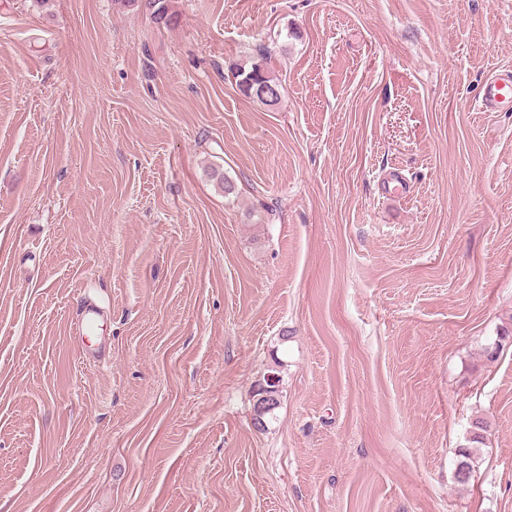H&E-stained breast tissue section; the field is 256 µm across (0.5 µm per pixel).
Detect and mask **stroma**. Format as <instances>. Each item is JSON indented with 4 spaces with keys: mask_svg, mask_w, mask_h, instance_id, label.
Segmentation results:
<instances>
[{
    "mask_svg": "<svg viewBox=\"0 0 512 512\" xmlns=\"http://www.w3.org/2000/svg\"><path fill=\"white\" fill-rule=\"evenodd\" d=\"M169 11L0 0V512H512V0ZM267 53L264 48L259 47L257 50L256 56L252 58L250 66L246 68V66L235 64L236 71L234 74V78L236 79V85L243 96L253 101L259 102L263 105L264 102L261 100H265L266 102H272L274 98V94L269 91L267 88L257 87L254 91V95L251 94V85H264L270 89H274L278 92V99L276 103L280 102L281 99V85L279 79L270 71L267 66ZM259 97V98H258ZM261 98V99H260ZM512 95V73L504 71L491 75L483 83L480 92L475 97L478 112L510 111ZM278 390L274 388L263 387L257 389L254 393L252 426L256 430L263 429L265 425V416L270 413L277 405Z\"/></svg>",
    "mask_w": 512,
    "mask_h": 512,
    "instance_id": "1",
    "label": "stroma"
}]
</instances>
